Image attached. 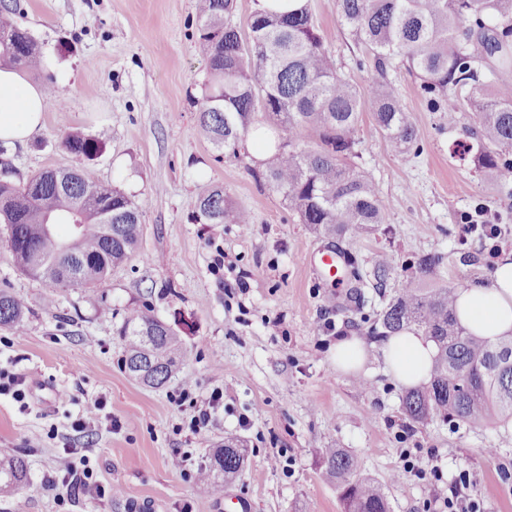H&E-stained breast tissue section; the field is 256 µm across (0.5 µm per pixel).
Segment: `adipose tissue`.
<instances>
[{"mask_svg":"<svg viewBox=\"0 0 512 512\" xmlns=\"http://www.w3.org/2000/svg\"><path fill=\"white\" fill-rule=\"evenodd\" d=\"M47 106L43 85L0 69V140L27 142L42 128ZM456 315L469 332L491 341L512 333V250L501 253L487 282L458 289ZM380 352L400 384L415 386L428 380L436 347L423 333L406 330L388 337Z\"/></svg>","mask_w":512,"mask_h":512,"instance_id":"adipose-tissue-1","label":"adipose tissue"}]
</instances>
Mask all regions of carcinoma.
Returning <instances> with one entry per match:
<instances>
[{
    "instance_id": "obj_1",
    "label": "carcinoma",
    "mask_w": 512,
    "mask_h": 512,
    "mask_svg": "<svg viewBox=\"0 0 512 512\" xmlns=\"http://www.w3.org/2000/svg\"><path fill=\"white\" fill-rule=\"evenodd\" d=\"M341 25L373 57L377 133L395 153L418 145L419 133L387 78L398 57L421 80L420 89L435 110L458 108V90L469 88L473 123L457 143L460 159L512 195V82L500 79L512 65V0H336ZM234 0H198L199 51L208 60V83L198 112L199 127L226 156H238L257 114L273 120L275 153L255 176L282 197L302 224L326 235L361 233L384 223L377 189L354 162L355 138L365 103L362 92L324 45L307 6L287 15L252 13L248 32L232 22ZM16 8L0 10V66L39 72L41 53L33 35L14 19ZM62 147L91 160L106 140L82 132L68 134ZM149 199L134 200L118 186L91 180L79 168L46 169L26 183L0 182V224L18 270L46 285L45 302L55 306L68 289L103 284L113 268L135 253L141 215ZM201 224L251 223L248 212L232 205L224 188L211 186L199 197ZM444 257L417 260L425 274ZM455 285L423 288L407 281L379 315L382 335L410 327L431 337L437 355L430 383L403 398L413 422L435 416L468 425L512 423V335L489 342L457 320ZM23 303L0 289V327H25ZM119 335L124 368L136 381L164 385L183 358L178 331L151 314L147 305L125 309ZM247 448L224 440L198 468L200 490L220 492L241 471ZM319 463L336 486L344 512H390L384 488L357 474L355 458L342 448H323ZM23 457L0 458V493L27 481Z\"/></svg>"
}]
</instances>
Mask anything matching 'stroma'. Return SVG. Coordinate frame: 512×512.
<instances>
[{"label": "stroma", "mask_w": 512, "mask_h": 512, "mask_svg": "<svg viewBox=\"0 0 512 512\" xmlns=\"http://www.w3.org/2000/svg\"><path fill=\"white\" fill-rule=\"evenodd\" d=\"M18 7V24L39 43L44 70L53 77L44 125L24 144L0 148V181L16 185L48 168L81 163L61 145L72 132L105 133L107 148L82 163L89 177L113 183L134 198H149L137 252L113 269L97 290H69L56 307L44 303L45 285L17 271L0 226V288L27 309L21 331L0 328V369L26 378L23 399L0 395V453L22 455L28 481L0 495V512L27 500L28 512H225V493L244 497L251 512H343L334 485L318 464V451L351 453L359 476L385 488L391 512H441L451 490L462 489L481 512H512V426L475 427L433 420L410 427L402 411L406 386L386 372L372 335L397 288L417 277L413 261L444 257L430 286H466L488 279L501 251L512 249V198L472 163L454 158L452 144L469 122L465 112L433 111L420 80L401 63L388 78L398 89L420 137L419 154L391 152L375 132L364 105L356 137L358 165L374 181L385 222L363 235L326 237L300 223L280 195L253 174L250 149L223 156L200 131L207 64L194 35L196 0H5ZM326 46L345 73L370 93L372 60L341 25L336 0H308ZM222 186L248 211V228L201 224L198 198ZM487 207L497 238L463 235L459 215ZM350 253L364 274L389 265L381 286L364 290L361 309L345 308L350 282L320 279L309 266L318 248ZM224 252L226 269L215 270ZM162 263H155V256ZM246 288H238V279ZM149 303L178 325L186 350L179 371L151 388L124 369L118 334L128 305ZM334 330H323L325 320ZM357 334L368 349L357 373L337 371L331 349ZM196 400L224 393L206 431L191 433L194 405L173 397L184 381ZM102 402L96 434L71 424ZM120 429H112V421ZM249 450L244 470L225 493L197 492L194 471L225 438ZM496 449L488 457L487 449ZM279 453L271 468L267 458ZM189 455L184 469L173 455ZM87 461L94 479L122 492L93 504L60 500L45 478ZM419 476L398 477L405 462Z\"/></svg>", "instance_id": "1"}]
</instances>
